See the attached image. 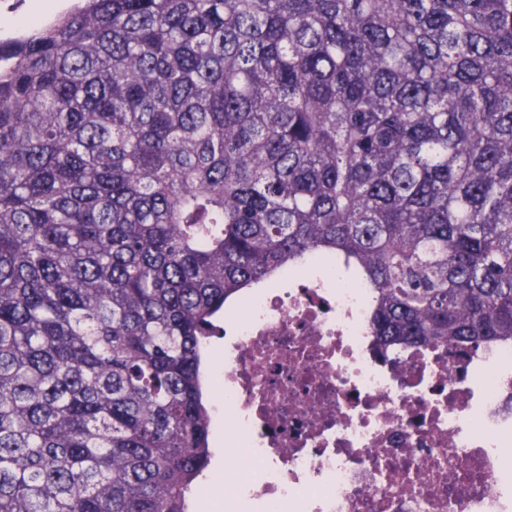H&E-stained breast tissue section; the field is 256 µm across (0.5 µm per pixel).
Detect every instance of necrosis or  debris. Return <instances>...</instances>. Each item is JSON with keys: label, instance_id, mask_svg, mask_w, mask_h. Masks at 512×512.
I'll list each match as a JSON object with an SVG mask.
<instances>
[{"label": "necrosis or debris", "instance_id": "1", "mask_svg": "<svg viewBox=\"0 0 512 512\" xmlns=\"http://www.w3.org/2000/svg\"><path fill=\"white\" fill-rule=\"evenodd\" d=\"M306 272L224 322L223 512H512V344L386 350Z\"/></svg>", "mask_w": 512, "mask_h": 512}]
</instances>
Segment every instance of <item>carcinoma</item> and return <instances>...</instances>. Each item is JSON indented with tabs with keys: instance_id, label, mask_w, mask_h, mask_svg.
I'll return each instance as SVG.
<instances>
[{
	"instance_id": "obj_1",
	"label": "carcinoma",
	"mask_w": 512,
	"mask_h": 512,
	"mask_svg": "<svg viewBox=\"0 0 512 512\" xmlns=\"http://www.w3.org/2000/svg\"><path fill=\"white\" fill-rule=\"evenodd\" d=\"M310 252L384 348L512 343V0H76L0 42V512H188L205 340Z\"/></svg>"
}]
</instances>
